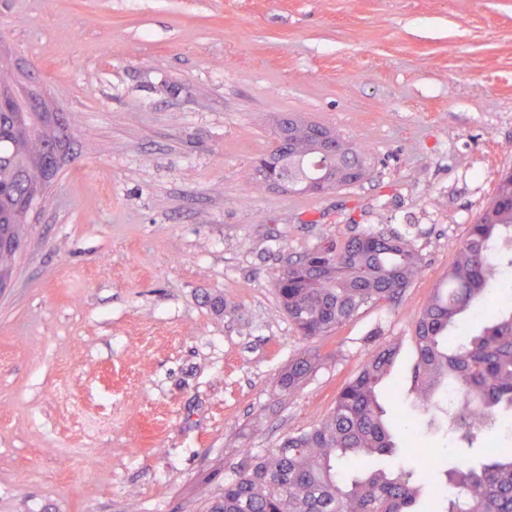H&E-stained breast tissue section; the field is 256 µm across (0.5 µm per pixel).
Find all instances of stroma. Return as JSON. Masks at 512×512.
Wrapping results in <instances>:
<instances>
[{
  "mask_svg": "<svg viewBox=\"0 0 512 512\" xmlns=\"http://www.w3.org/2000/svg\"><path fill=\"white\" fill-rule=\"evenodd\" d=\"M0 50L73 133L0 286V512H207L375 344L410 380L413 320L512 169V0H0ZM291 113L365 144L368 179L251 182ZM373 226L424 259L404 304L282 393L304 343L276 274Z\"/></svg>",
  "mask_w": 512,
  "mask_h": 512,
  "instance_id": "1",
  "label": "stroma"
}]
</instances>
